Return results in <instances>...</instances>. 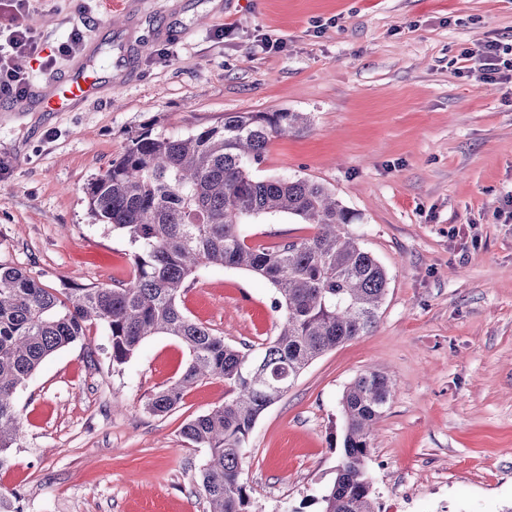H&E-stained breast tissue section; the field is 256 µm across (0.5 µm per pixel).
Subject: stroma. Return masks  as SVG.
<instances>
[{
  "mask_svg": "<svg viewBox=\"0 0 512 512\" xmlns=\"http://www.w3.org/2000/svg\"><path fill=\"white\" fill-rule=\"evenodd\" d=\"M96 2L32 0L20 18L45 54L77 30L82 55L122 66L74 111H0V265L58 290L130 280L127 240L90 217L83 189L131 134L308 113L254 173L332 189L389 287L374 330L313 360L257 419L250 512H318L342 453L341 396L370 369L397 383L366 465L379 512L511 507L512 79L462 55L512 43V0H127L107 18ZM243 233L270 246L311 229L268 216ZM275 297L261 277L211 267L181 306L256 352L278 333ZM108 347L106 327H88L17 391L23 435L0 493L15 512H206L208 451L182 428L223 404V378L156 415L144 403L179 378L185 346L152 336L118 368Z\"/></svg>",
  "mask_w": 512,
  "mask_h": 512,
  "instance_id": "obj_1",
  "label": "stroma"
}]
</instances>
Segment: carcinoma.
Returning a JSON list of instances; mask_svg holds the SVG:
<instances>
[{"instance_id":"cac0c4a2","label":"carcinoma","mask_w":512,"mask_h":512,"mask_svg":"<svg viewBox=\"0 0 512 512\" xmlns=\"http://www.w3.org/2000/svg\"><path fill=\"white\" fill-rule=\"evenodd\" d=\"M308 123L302 112H226L223 122L184 137L149 127L132 136L84 188L91 215L127 239L134 272L128 282L58 293L22 269L0 265V469L22 437L17 389L46 357L101 323L117 368L149 336H173L188 349L179 378L147 399L151 413L175 409L205 379L224 378V404L186 423L182 435L209 449L200 470L207 512H249L242 460L258 417L318 356L372 332L388 286L385 269L346 231L353 216L328 187L254 175L272 139L299 134ZM276 215L310 224L312 233L270 247L249 245L241 225ZM206 266L248 271L275 289L283 321L260 351L224 343L183 311L187 280ZM394 392L395 383L378 369L344 391L343 452L319 512H377L366 460L373 426Z\"/></svg>"}]
</instances>
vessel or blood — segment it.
Returning a JSON list of instances; mask_svg holds the SVG:
<instances>
[{"mask_svg": "<svg viewBox=\"0 0 512 512\" xmlns=\"http://www.w3.org/2000/svg\"><path fill=\"white\" fill-rule=\"evenodd\" d=\"M100 80L92 64L85 62L64 73L50 88L39 84L29 87L25 98L42 104L48 112H68L75 103L92 99Z\"/></svg>", "mask_w": 512, "mask_h": 512, "instance_id": "1", "label": "vessel or blood"}]
</instances>
